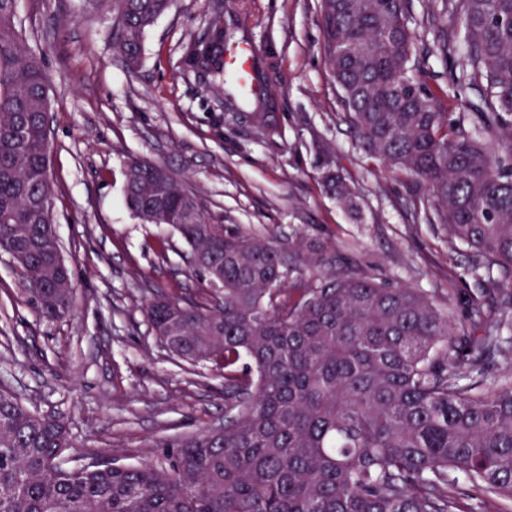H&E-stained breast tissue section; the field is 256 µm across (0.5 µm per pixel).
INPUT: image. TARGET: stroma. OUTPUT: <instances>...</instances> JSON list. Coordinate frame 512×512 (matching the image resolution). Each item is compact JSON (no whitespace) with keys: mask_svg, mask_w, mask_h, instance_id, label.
Wrapping results in <instances>:
<instances>
[{"mask_svg":"<svg viewBox=\"0 0 512 512\" xmlns=\"http://www.w3.org/2000/svg\"><path fill=\"white\" fill-rule=\"evenodd\" d=\"M25 46L49 77L50 175L57 235L76 287L70 317L41 316L0 253V389L61 419L69 464L138 463L161 441L224 423V379L175 360L151 331L158 297L198 299L207 283L175 232L126 208V164H165L218 222L274 238L323 243L342 270L420 289L465 319L473 283L467 248L410 208L415 183L366 159L343 118L325 61L319 0H174L144 38L139 67L114 50V12L98 0H17ZM426 45L454 23L443 0H409ZM221 19L258 55L265 111L229 104L181 63V48ZM457 57L428 54L430 87L467 111ZM339 172L358 196L350 212L325 189Z\"/></svg>","mask_w":512,"mask_h":512,"instance_id":"stroma-1","label":"stroma"}]
</instances>
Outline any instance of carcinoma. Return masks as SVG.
<instances>
[{
    "label": "carcinoma",
    "mask_w": 512,
    "mask_h": 512,
    "mask_svg": "<svg viewBox=\"0 0 512 512\" xmlns=\"http://www.w3.org/2000/svg\"><path fill=\"white\" fill-rule=\"evenodd\" d=\"M172 0H103L117 14L116 52L139 65L145 31ZM464 62L454 85L484 109L454 117L429 87L406 0H320L323 50L360 150L421 187L410 204L471 250L478 283L465 327L427 293L361 270L293 275L288 247L218 224L168 168H126L124 199L143 224L177 232L222 301L160 299L146 309L177 359L224 370L223 434L164 440L158 462L67 465V426L0 390V512H475L512 503V0H451ZM221 21L184 46L185 68L220 93ZM48 77L21 45L15 0H0V252L40 314L74 310L72 279L55 268ZM511 143L501 154L487 143ZM327 185L356 210L339 175ZM504 368L490 379L485 364Z\"/></svg>",
    "instance_id": "obj_1"
}]
</instances>
